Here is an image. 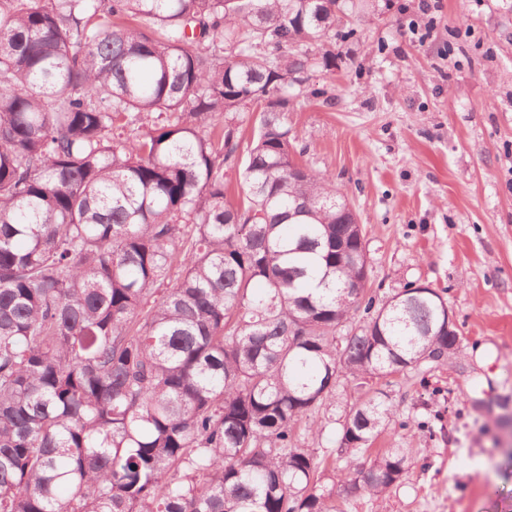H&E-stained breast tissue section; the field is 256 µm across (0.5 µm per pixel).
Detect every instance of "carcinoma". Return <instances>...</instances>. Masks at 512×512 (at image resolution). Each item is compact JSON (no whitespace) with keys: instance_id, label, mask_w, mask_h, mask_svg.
Instances as JSON below:
<instances>
[{"instance_id":"cac0c4a2","label":"carcinoma","mask_w":512,"mask_h":512,"mask_svg":"<svg viewBox=\"0 0 512 512\" xmlns=\"http://www.w3.org/2000/svg\"><path fill=\"white\" fill-rule=\"evenodd\" d=\"M354 9L0 0V512H344L407 479V448L361 463L386 387L461 339L436 290L356 283L365 233L286 116Z\"/></svg>"}]
</instances>
